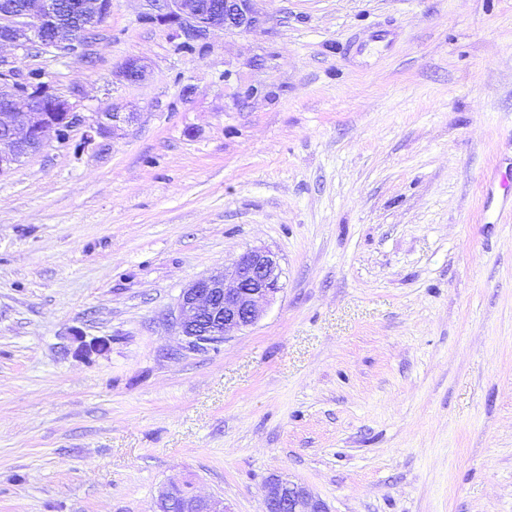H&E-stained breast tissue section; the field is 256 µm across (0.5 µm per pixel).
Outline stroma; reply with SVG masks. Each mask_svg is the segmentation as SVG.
I'll return each mask as SVG.
<instances>
[{"label": "stroma", "mask_w": 512, "mask_h": 512, "mask_svg": "<svg viewBox=\"0 0 512 512\" xmlns=\"http://www.w3.org/2000/svg\"><path fill=\"white\" fill-rule=\"evenodd\" d=\"M253 7L190 53L145 0L81 56L0 48L135 115L0 175V512L186 482L264 512L272 477L331 512H512V0ZM255 247L275 301L186 348L182 289Z\"/></svg>", "instance_id": "35a3bbf8"}]
</instances>
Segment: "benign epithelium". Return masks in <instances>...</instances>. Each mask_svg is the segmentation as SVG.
I'll return each instance as SVG.
<instances>
[{"label": "benign epithelium", "mask_w": 512, "mask_h": 512, "mask_svg": "<svg viewBox=\"0 0 512 512\" xmlns=\"http://www.w3.org/2000/svg\"><path fill=\"white\" fill-rule=\"evenodd\" d=\"M145 23L164 22L175 29L180 42L197 43L211 27L240 33L261 29L264 20L254 11L252 0H146ZM112 0H0V43L24 50L35 48L77 53L85 47V32L99 26L109 15ZM120 75L128 82L145 79L141 61H125ZM27 112L20 119L18 103ZM130 122L116 110L86 115L78 104L36 86L0 58V174L22 159L39 153L52 142H65L81 131V145L89 146ZM281 269L268 249H251L231 266L200 277L183 289L178 299L175 324L187 347L204 349L226 340L233 333L254 325L263 309L280 292ZM78 350L88 354L108 348L109 340L86 341L77 333ZM153 512H228L218 497L184 493V486L166 487ZM264 512H330L327 504L304 484L280 478L267 481Z\"/></svg>", "instance_id": "benign-epithelium-1"}]
</instances>
